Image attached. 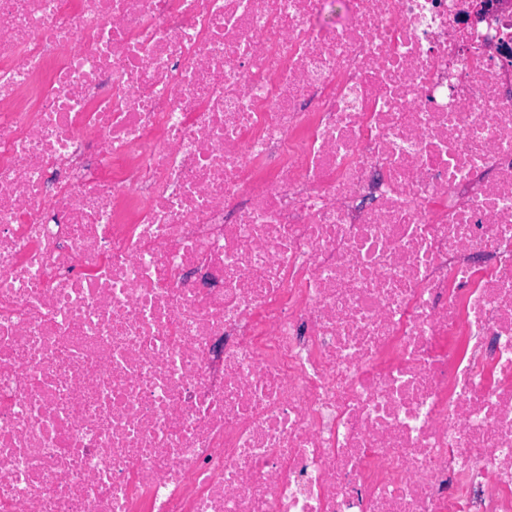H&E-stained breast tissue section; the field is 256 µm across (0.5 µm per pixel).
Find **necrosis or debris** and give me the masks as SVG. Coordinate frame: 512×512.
<instances>
[{"instance_id": "necrosis-or-debris-1", "label": "necrosis or debris", "mask_w": 512, "mask_h": 512, "mask_svg": "<svg viewBox=\"0 0 512 512\" xmlns=\"http://www.w3.org/2000/svg\"><path fill=\"white\" fill-rule=\"evenodd\" d=\"M0 0V512H512V0Z\"/></svg>"}]
</instances>
